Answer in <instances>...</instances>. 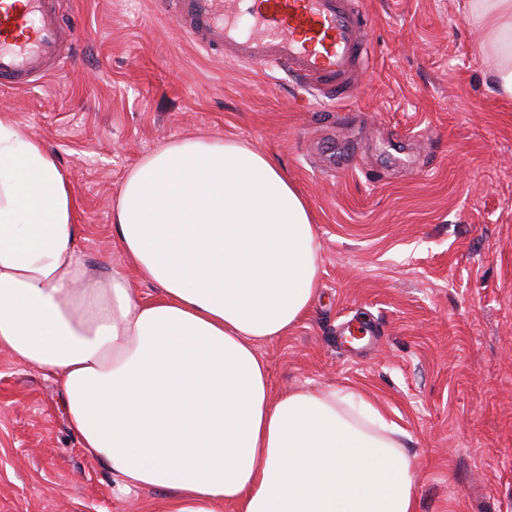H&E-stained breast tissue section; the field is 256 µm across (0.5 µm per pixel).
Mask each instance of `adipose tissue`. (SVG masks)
Returning a JSON list of instances; mask_svg holds the SVG:
<instances>
[{
  "label": "adipose tissue",
  "instance_id": "adipose-tissue-1",
  "mask_svg": "<svg viewBox=\"0 0 512 512\" xmlns=\"http://www.w3.org/2000/svg\"><path fill=\"white\" fill-rule=\"evenodd\" d=\"M512 97V0H470ZM75 203L44 143L0 122V351L59 379L83 453L157 512H414L401 429L351 389L273 395L258 344L319 289L313 213L241 140L186 138L127 174L108 281L77 252ZM158 286L142 300L125 273Z\"/></svg>",
  "mask_w": 512,
  "mask_h": 512
}]
</instances>
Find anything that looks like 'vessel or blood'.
<instances>
[{
	"label": "vessel or blood",
	"mask_w": 512,
	"mask_h": 512,
	"mask_svg": "<svg viewBox=\"0 0 512 512\" xmlns=\"http://www.w3.org/2000/svg\"><path fill=\"white\" fill-rule=\"evenodd\" d=\"M176 24L221 59L272 68L336 102L372 57L355 0H170ZM63 0H0V88L32 89L73 61ZM251 19L244 29L242 19Z\"/></svg>",
	"instance_id": "1"
}]
</instances>
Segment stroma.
Returning a JSON list of instances; mask_svg holds the SVG:
<instances>
[{
  "instance_id": "obj_1",
  "label": "stroma",
  "mask_w": 512,
  "mask_h": 512,
  "mask_svg": "<svg viewBox=\"0 0 512 512\" xmlns=\"http://www.w3.org/2000/svg\"><path fill=\"white\" fill-rule=\"evenodd\" d=\"M374 43L354 96L303 106L281 72L214 60L166 0H67L74 63L0 89V120L51 150L76 201L78 251L123 256L112 201L181 138L247 141L315 218L319 293L259 345L273 394L369 389L404 431L414 512H512V98L467 0H360ZM67 426L59 386L0 351V512H151L112 494Z\"/></svg>"
}]
</instances>
